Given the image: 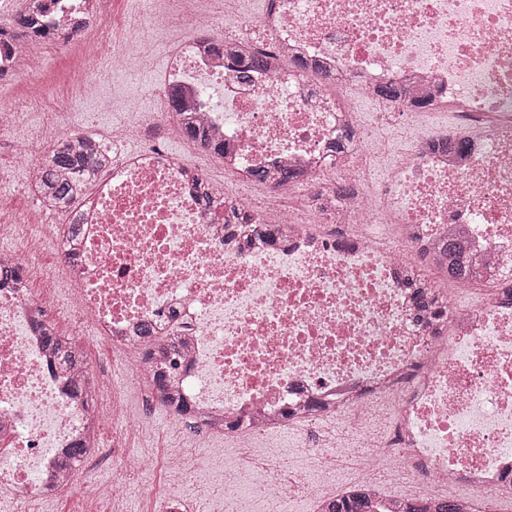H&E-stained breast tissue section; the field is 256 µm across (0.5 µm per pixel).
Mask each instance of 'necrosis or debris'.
I'll list each match as a JSON object with an SVG mask.
<instances>
[{"mask_svg": "<svg viewBox=\"0 0 512 512\" xmlns=\"http://www.w3.org/2000/svg\"><path fill=\"white\" fill-rule=\"evenodd\" d=\"M151 124L191 152L224 145V177L209 190L229 208L204 210L194 172L160 143L118 155L93 181L76 225L53 228L76 290L59 311L120 357L122 376L93 396L78 390L86 362L47 351L51 318L40 294L13 285L36 265L32 246L0 248V496L37 512L60 490L99 497L77 481L71 448L112 434V512L131 496L158 512H192L185 494L144 480L161 462L181 485L213 469V438L240 449L227 471L224 512H290L339 489L336 464L355 457V487L373 512H404L381 483L405 480L435 508L450 486L469 497L512 482V0H265L217 36L218 15L178 12ZM265 47L278 63L238 71L218 41ZM43 56L19 38L0 43V67L26 86V111L46 94ZM336 86L337 94L326 91ZM397 87L395 100L382 86ZM178 96L183 114L172 112ZM448 114L415 127L417 100ZM207 139L188 138L183 116ZM467 139L466 154L438 143ZM288 169L265 204L248 192L259 166ZM346 184L350 195L336 200ZM275 211L285 241L239 231ZM343 237L318 233L337 211ZM461 239L477 302L444 294L442 318L414 308L401 272L430 265ZM153 335H142L144 327ZM165 372L164 388L154 382ZM145 387L131 413L122 392ZM174 435L161 458L132 442L162 396ZM303 434L280 453L249 452L269 431Z\"/></svg>", "mask_w": 512, "mask_h": 512, "instance_id": "1", "label": "necrosis or debris"}]
</instances>
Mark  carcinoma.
<instances>
[{"label": "carcinoma", "mask_w": 512, "mask_h": 512, "mask_svg": "<svg viewBox=\"0 0 512 512\" xmlns=\"http://www.w3.org/2000/svg\"><path fill=\"white\" fill-rule=\"evenodd\" d=\"M39 0H27V4L17 14L15 25L18 29L41 39H50L55 35V28L44 17L37 13ZM235 62L245 69H265L270 54L263 50L242 51L233 53ZM108 159L91 137L65 135L59 138L47 163L42 169L38 181V189L44 201L53 208L73 213L75 203L80 201L90 189L88 173L99 172L106 168ZM246 233L254 235L267 244H275L281 240L283 228L279 224H247ZM445 262L443 271L448 279L465 282L469 275L468 261L460 244L450 242L444 249ZM424 279L416 271L407 272L402 278L406 288H414V306L421 314L433 317L442 315V299L433 291L423 287ZM45 344L54 354L70 358L85 357L83 350L71 336H60L54 328L45 329ZM322 512H370V499L361 492L352 491L326 502Z\"/></svg>", "instance_id": "carcinoma-1"}]
</instances>
